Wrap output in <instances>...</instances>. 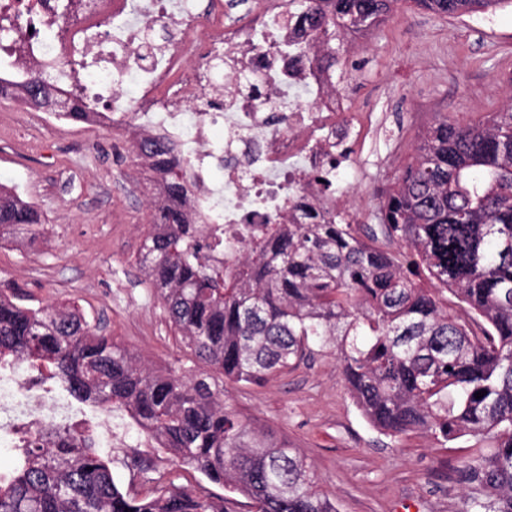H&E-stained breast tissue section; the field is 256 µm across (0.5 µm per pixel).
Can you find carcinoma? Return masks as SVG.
<instances>
[{
    "instance_id": "obj_1",
    "label": "carcinoma",
    "mask_w": 512,
    "mask_h": 512,
    "mask_svg": "<svg viewBox=\"0 0 512 512\" xmlns=\"http://www.w3.org/2000/svg\"><path fill=\"white\" fill-rule=\"evenodd\" d=\"M401 0H301L298 22L319 35L330 69L336 40L369 34ZM439 16L484 12L512 0H413ZM31 108L61 103L83 120L85 101L54 87ZM138 152L169 175L161 223L137 263L184 346L222 379L261 384L332 347L347 390L380 432L439 442L490 443L463 479L484 489L462 512H512V90L484 119L438 117L413 159L375 192L377 224H266L246 252L186 224L182 163L158 142ZM41 213L0 185V239L35 240ZM464 308L448 311L443 294ZM53 367L67 395L128 415L179 463L256 504L257 512H337L304 456L253 428L224 389L157 371L67 303L36 308L0 291V364ZM483 391L479 399L475 393ZM0 477V512H224V498L158 479L150 496L123 489L90 428L15 449Z\"/></svg>"
}]
</instances>
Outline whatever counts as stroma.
Wrapping results in <instances>:
<instances>
[{"mask_svg": "<svg viewBox=\"0 0 512 512\" xmlns=\"http://www.w3.org/2000/svg\"><path fill=\"white\" fill-rule=\"evenodd\" d=\"M341 41L351 67L337 91L352 111L376 118L342 174L355 191L357 220L367 224L374 188L398 174L421 130L443 113L472 122L503 104L512 90V9L448 18L403 0L373 33ZM136 155L127 132L72 122L59 129L40 112L0 102V184L45 218L37 240L0 244V289H15L31 306L74 303L149 366L198 374L203 364L137 264L153 215L150 176ZM223 386L243 420L305 456L338 512H461L464 499L483 494L459 472L485 453V441L382 434L350 398L332 350L260 385ZM107 454L116 481L140 495L167 473L177 486L223 497L226 512H255L250 499L179 465L137 429L127 447Z\"/></svg>", "mask_w": 512, "mask_h": 512, "instance_id": "stroma-1", "label": "stroma"}]
</instances>
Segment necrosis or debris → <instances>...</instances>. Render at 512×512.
Returning <instances> with one entry per match:
<instances>
[{
  "label": "necrosis or debris",
  "instance_id": "obj_1",
  "mask_svg": "<svg viewBox=\"0 0 512 512\" xmlns=\"http://www.w3.org/2000/svg\"><path fill=\"white\" fill-rule=\"evenodd\" d=\"M0 0V72L38 75L94 104L92 129L165 142L184 167L192 224L242 247L259 224H334L350 218L338 127L365 137L344 111L310 43L294 22L296 0ZM222 179H215L216 171ZM71 411L18 371L0 369V447L14 448L18 419L29 431H61Z\"/></svg>",
  "mask_w": 512,
  "mask_h": 512
}]
</instances>
